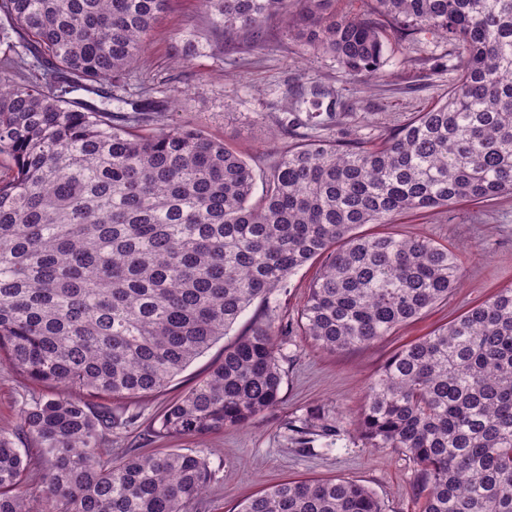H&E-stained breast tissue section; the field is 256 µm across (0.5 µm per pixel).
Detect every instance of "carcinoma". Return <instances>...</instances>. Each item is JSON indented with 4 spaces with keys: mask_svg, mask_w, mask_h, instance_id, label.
<instances>
[{
    "mask_svg": "<svg viewBox=\"0 0 512 512\" xmlns=\"http://www.w3.org/2000/svg\"><path fill=\"white\" fill-rule=\"evenodd\" d=\"M168 0H0V365L57 388L17 412L21 452L0 432V512H191L207 455L126 451L112 431L138 415L238 320L323 259L298 329L336 352L371 344L448 298L458 255L421 235L360 233L409 212L512 194V0H199L227 36L288 32L363 82L387 37L430 33L464 58L448 93L381 142L289 144L252 200L256 174L223 141L187 126L142 127L153 102L119 100ZM275 331L255 326L154 420L161 438L248 424L280 400ZM303 446L335 424L294 429ZM367 448L420 467V512H512V287L403 345L366 382L356 424ZM239 512H383L344 479L288 481Z\"/></svg>",
    "mask_w": 512,
    "mask_h": 512,
    "instance_id": "1",
    "label": "carcinoma"
}]
</instances>
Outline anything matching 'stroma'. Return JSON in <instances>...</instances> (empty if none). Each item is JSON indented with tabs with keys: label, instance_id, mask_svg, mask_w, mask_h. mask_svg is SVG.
I'll use <instances>...</instances> for the list:
<instances>
[{
	"label": "stroma",
	"instance_id": "35a3bbf8",
	"mask_svg": "<svg viewBox=\"0 0 512 512\" xmlns=\"http://www.w3.org/2000/svg\"><path fill=\"white\" fill-rule=\"evenodd\" d=\"M198 47L190 62L187 44ZM463 57L447 42L420 35L408 41L390 35L380 79L363 83L347 76L331 54L290 36L281 19L267 22L261 43L238 33L223 41L196 0H170L160 14L140 60L129 73L122 112L130 100L162 104L159 123L189 125L224 141L256 173L269 171L280 152L296 141L343 140L376 143L435 103L456 82ZM393 229L425 235L455 249L464 280L432 309L363 347L330 352L294 333L278 337L283 381L279 403L247 426L205 439L158 438L155 416L222 360L224 349L264 322L294 327L320 265L292 275L268 299L255 300L238 323L161 391L139 406L136 428L112 435V453L135 447L145 454L172 450L207 454L214 477L196 512H238L248 498L288 480L346 479L370 488L384 512H419V468L396 448H367L352 422L365 405V383L404 344L430 334L477 301L512 286V196L488 202L461 201L397 218ZM39 386H23L0 367V429H16L19 406ZM321 416L338 423L339 436L300 447L291 422Z\"/></svg>",
	"mask_w": 512,
	"mask_h": 512
}]
</instances>
